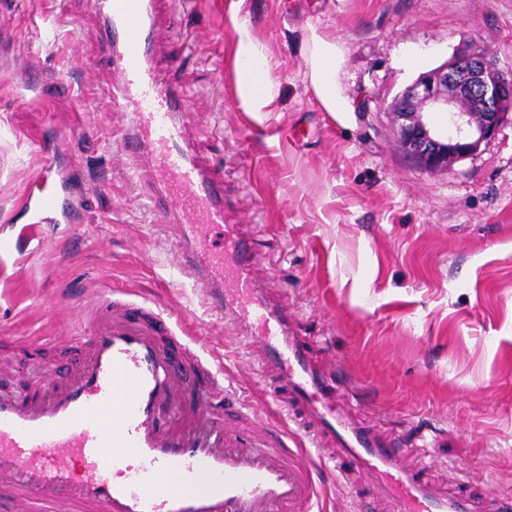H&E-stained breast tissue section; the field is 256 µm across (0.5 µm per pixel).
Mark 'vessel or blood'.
<instances>
[{
	"mask_svg": "<svg viewBox=\"0 0 512 512\" xmlns=\"http://www.w3.org/2000/svg\"><path fill=\"white\" fill-rule=\"evenodd\" d=\"M111 52L110 107L125 113L121 139L150 211L180 230L176 268L201 288L209 309L265 351L285 392L281 406L312 446L338 450L336 482L369 474L393 512H467L433 494L401 462L393 440L357 425L331 404L330 377L289 334L287 308L252 275L248 239L227 221L223 187L195 155L183 95L153 67L160 18L154 0H93ZM57 214L49 175L27 201ZM162 314L112 295L85 310L77 371L48 397H0V487L10 512H314L321 465L288 432L228 424L224 378L194 350L175 363ZM206 374L213 401L185 399Z\"/></svg>",
	"mask_w": 512,
	"mask_h": 512,
	"instance_id": "1",
	"label": "vessel or blood"
}]
</instances>
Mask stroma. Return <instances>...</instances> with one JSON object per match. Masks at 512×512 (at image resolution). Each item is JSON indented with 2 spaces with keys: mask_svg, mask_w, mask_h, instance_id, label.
<instances>
[{
  "mask_svg": "<svg viewBox=\"0 0 512 512\" xmlns=\"http://www.w3.org/2000/svg\"><path fill=\"white\" fill-rule=\"evenodd\" d=\"M231 0L165 19L157 68L224 183L253 270L354 421L399 441L433 491L512 498V124L473 157L425 171L402 151L395 98L468 50L512 70V0H244L280 86L255 122L232 67ZM101 20L87 0H0V396L59 385L60 338L103 292L157 306L177 344L217 360L258 426L287 425L256 344L175 268L176 227L149 215L119 144ZM344 53L355 112L318 104L310 27ZM51 157L63 218L24 209Z\"/></svg>",
  "mask_w": 512,
  "mask_h": 512,
  "instance_id": "obj_1",
  "label": "stroma"
}]
</instances>
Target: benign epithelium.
<instances>
[{
	"label": "benign epithelium",
	"mask_w": 512,
	"mask_h": 512,
	"mask_svg": "<svg viewBox=\"0 0 512 512\" xmlns=\"http://www.w3.org/2000/svg\"><path fill=\"white\" fill-rule=\"evenodd\" d=\"M427 108L448 114L445 129L426 124ZM393 111L405 153L424 170H446L512 123V72L479 54H462L420 76L398 96Z\"/></svg>",
	"instance_id": "obj_1"
}]
</instances>
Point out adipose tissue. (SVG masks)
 Masks as SVG:
<instances>
[{
	"label": "adipose tissue",
	"instance_id": "1",
	"mask_svg": "<svg viewBox=\"0 0 512 512\" xmlns=\"http://www.w3.org/2000/svg\"><path fill=\"white\" fill-rule=\"evenodd\" d=\"M226 23L233 34L238 101L244 111L252 113L254 118H262L264 113L272 111L279 95L268 53L238 10H231ZM306 61V77L324 111L342 115L351 112L352 103L337 85L343 54L335 40L317 28H310L306 38Z\"/></svg>",
	"mask_w": 512,
	"mask_h": 512
}]
</instances>
